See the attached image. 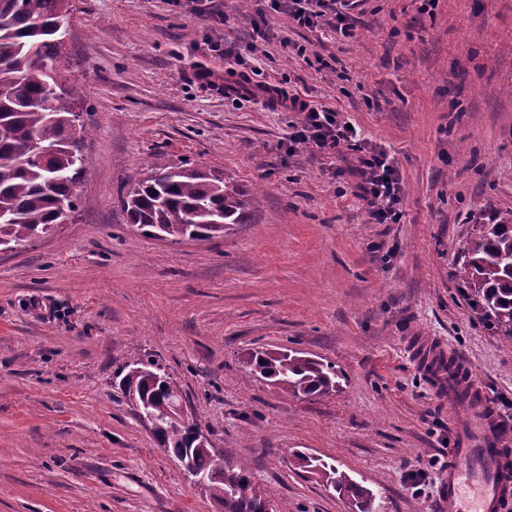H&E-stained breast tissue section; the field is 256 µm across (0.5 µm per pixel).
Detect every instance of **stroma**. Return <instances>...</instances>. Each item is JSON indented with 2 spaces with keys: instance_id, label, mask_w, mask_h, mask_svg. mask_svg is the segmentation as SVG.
Segmentation results:
<instances>
[{
  "instance_id": "1",
  "label": "stroma",
  "mask_w": 512,
  "mask_h": 512,
  "mask_svg": "<svg viewBox=\"0 0 512 512\" xmlns=\"http://www.w3.org/2000/svg\"><path fill=\"white\" fill-rule=\"evenodd\" d=\"M255 8L70 0L61 71L88 129L85 175L67 224L0 252V512H221L125 396L117 374L132 361L170 377L269 512H358L297 469V451L383 512H446L445 451L480 415L449 409L415 362L419 337L467 364L512 425V342L455 277L477 225L512 212V0H359L349 37L273 14L263 39ZM228 73L334 108L382 145L402 223H370L348 161L291 145L302 113L225 94ZM184 163L256 195L248 223L177 244L137 231L123 197ZM262 349L335 365L340 391L268 386L243 362Z\"/></svg>"
}]
</instances>
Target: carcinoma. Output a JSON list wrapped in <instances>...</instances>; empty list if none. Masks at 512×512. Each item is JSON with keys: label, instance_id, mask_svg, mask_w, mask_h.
<instances>
[{"label": "carcinoma", "instance_id": "obj_1", "mask_svg": "<svg viewBox=\"0 0 512 512\" xmlns=\"http://www.w3.org/2000/svg\"><path fill=\"white\" fill-rule=\"evenodd\" d=\"M69 0H0V246H27L72 213L83 167L71 92L60 72ZM255 196L232 178L188 164L153 172L123 199L129 223L150 236L179 243L222 238L247 223ZM458 273L464 296L480 322L512 340V217L481 224L463 248ZM245 363L268 384L295 397H324L341 388L334 366L296 351H257ZM120 384L133 406L156 415L161 446L185 460L224 506V512H268L262 495L229 461L216 462L211 443L198 447L194 422L171 417L174 384L158 367L129 363ZM296 465L319 475L359 512H381L377 497L336 466L304 452Z\"/></svg>", "mask_w": 512, "mask_h": 512}]
</instances>
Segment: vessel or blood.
Instances as JSON below:
<instances>
[{
  "instance_id": "b4317fda",
  "label": "vessel or blood",
  "mask_w": 512,
  "mask_h": 512,
  "mask_svg": "<svg viewBox=\"0 0 512 512\" xmlns=\"http://www.w3.org/2000/svg\"><path fill=\"white\" fill-rule=\"evenodd\" d=\"M512 428L484 412L477 433L449 449L438 498L450 512H503L512 502V458L504 445Z\"/></svg>"
}]
</instances>
